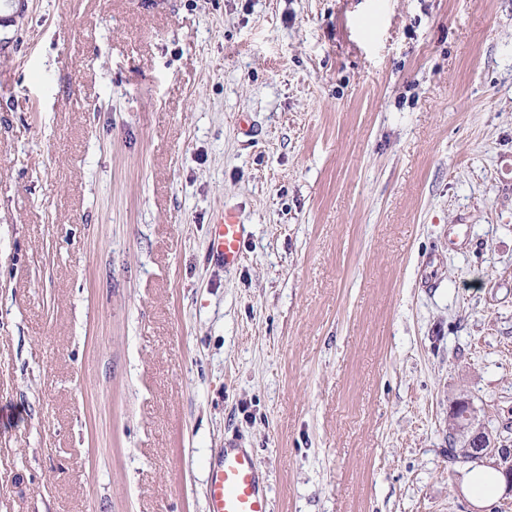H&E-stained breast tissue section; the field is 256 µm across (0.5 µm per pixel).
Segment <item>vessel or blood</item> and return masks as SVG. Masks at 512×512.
Segmentation results:
<instances>
[{
  "mask_svg": "<svg viewBox=\"0 0 512 512\" xmlns=\"http://www.w3.org/2000/svg\"><path fill=\"white\" fill-rule=\"evenodd\" d=\"M243 236V224L233 213H226L214 227L212 257L225 268L236 267L242 257ZM207 512H270L263 466L250 449L228 442L215 453L207 479Z\"/></svg>",
  "mask_w": 512,
  "mask_h": 512,
  "instance_id": "vessel-or-blood-1",
  "label": "vessel or blood"
}]
</instances>
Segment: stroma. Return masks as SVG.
Returning <instances> with one entry per match:
<instances>
[{
	"instance_id": "obj_1",
	"label": "stroma",
	"mask_w": 512,
	"mask_h": 512,
	"mask_svg": "<svg viewBox=\"0 0 512 512\" xmlns=\"http://www.w3.org/2000/svg\"><path fill=\"white\" fill-rule=\"evenodd\" d=\"M7 2L0 512H512V0ZM244 224L238 222L233 213H225L223 224L214 225L210 255L224 264L225 269L236 267L241 261V240ZM465 407L464 413L458 417L455 412L459 407ZM453 420L451 437L454 441H466V448H471L475 451L480 462L487 463L488 460L495 458L494 466L502 471L505 476V491L512 494V463L509 457L500 451V448H495V444L491 442L488 434L485 433L483 427L477 422L474 409L464 401H458L454 405V411L450 413ZM498 457V458H497ZM448 461L454 463H469L472 467L480 465L473 455L467 453L463 447L457 448L456 443L448 440ZM462 458L465 459L463 461ZM499 481L498 473L491 467H474L466 476V484L469 490L480 499L490 498L497 490ZM207 512H270L263 466L250 449L225 442L215 453L207 479Z\"/></svg>"
}]
</instances>
